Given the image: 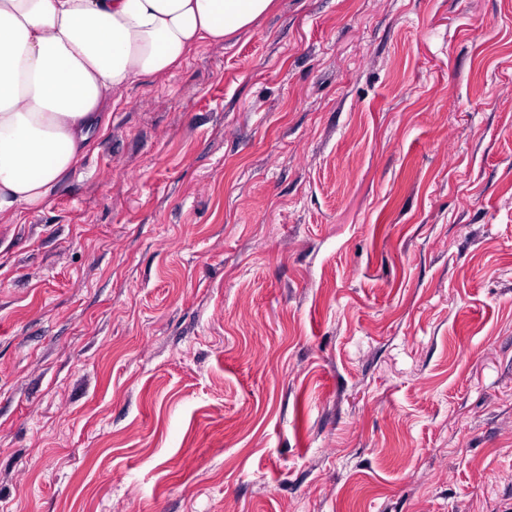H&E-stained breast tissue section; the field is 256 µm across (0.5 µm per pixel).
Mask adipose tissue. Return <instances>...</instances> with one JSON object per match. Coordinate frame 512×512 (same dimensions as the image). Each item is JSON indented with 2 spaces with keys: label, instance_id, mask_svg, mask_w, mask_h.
Wrapping results in <instances>:
<instances>
[{
  "label": "adipose tissue",
  "instance_id": "adipose-tissue-1",
  "mask_svg": "<svg viewBox=\"0 0 512 512\" xmlns=\"http://www.w3.org/2000/svg\"><path fill=\"white\" fill-rule=\"evenodd\" d=\"M274 0H0V221L42 206L142 78L248 30Z\"/></svg>",
  "mask_w": 512,
  "mask_h": 512
}]
</instances>
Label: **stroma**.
<instances>
[{
	"instance_id": "1",
	"label": "stroma",
	"mask_w": 512,
	"mask_h": 512,
	"mask_svg": "<svg viewBox=\"0 0 512 512\" xmlns=\"http://www.w3.org/2000/svg\"><path fill=\"white\" fill-rule=\"evenodd\" d=\"M0 512H512V0H278L0 223Z\"/></svg>"
}]
</instances>
